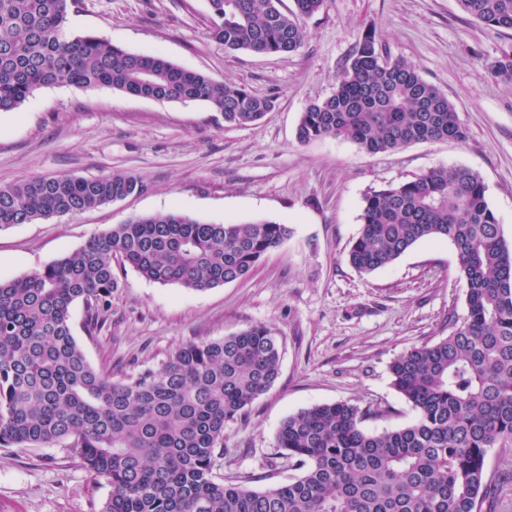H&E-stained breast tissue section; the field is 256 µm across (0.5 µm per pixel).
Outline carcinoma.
Segmentation results:
<instances>
[{
	"label": "carcinoma",
	"instance_id": "carcinoma-1",
	"mask_svg": "<svg viewBox=\"0 0 512 512\" xmlns=\"http://www.w3.org/2000/svg\"><path fill=\"white\" fill-rule=\"evenodd\" d=\"M208 0L211 38L226 51H298L301 19L326 0ZM474 21L512 32V0H457ZM82 0H0V112L41 87L106 86L133 96L202 101L229 126L262 119L274 93L216 81L161 55L130 53L95 35L71 36ZM512 83V54L491 66ZM299 143L341 138L369 154L440 140L463 142L455 105L412 63L368 32L326 98L302 112ZM128 172L92 179L35 175L0 185V228L63 217L143 193ZM349 263L372 273L417 242L448 239L466 282L467 314L447 337L390 365L416 412L403 428L369 434L348 402L288 416L277 447L301 475L262 490L212 477L224 424L246 414L280 373L281 347L265 325L190 341L161 367L123 380L98 371L76 340L80 303L88 330L118 288L116 261L162 285L203 291L244 279L291 234L270 221L215 224L170 212L134 216L41 269L0 280V447L72 440L85 468L110 486L102 512H496L512 471L488 476L485 459L512 444V247L479 173L433 168L367 194Z\"/></svg>",
	"mask_w": 512,
	"mask_h": 512
}]
</instances>
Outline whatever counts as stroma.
I'll return each instance as SVG.
<instances>
[{
    "instance_id": "1",
    "label": "stroma",
    "mask_w": 512,
    "mask_h": 512,
    "mask_svg": "<svg viewBox=\"0 0 512 512\" xmlns=\"http://www.w3.org/2000/svg\"><path fill=\"white\" fill-rule=\"evenodd\" d=\"M209 15L207 0H83L68 32L163 54L259 96L276 94V110L228 127L200 101L59 83L38 89L17 111L0 112V185L110 171L135 173L147 185L120 202L0 228V278L22 277L136 215L179 211L205 222L288 225L290 237L245 279L204 291L154 283L115 264L119 287L103 327L87 332L79 304L71 319L90 363L116 380L159 368L187 341L270 327L282 344L280 375L225 425L213 469L217 482L237 478L263 489L299 475L276 446L281 423L299 410L346 401L367 410L363 428L371 434L412 422L414 410L392 384V361L445 338L466 315L450 241H420L371 274L349 264L366 194L436 167H468L483 177L512 245V85L489 72L512 51V36L473 21L457 0H327L303 19L309 37L298 52L266 56L225 51L210 37ZM370 29L455 104L466 141L370 154L343 139L296 140L302 112L330 95ZM109 492L69 441L0 448V512H101Z\"/></svg>"
}]
</instances>
